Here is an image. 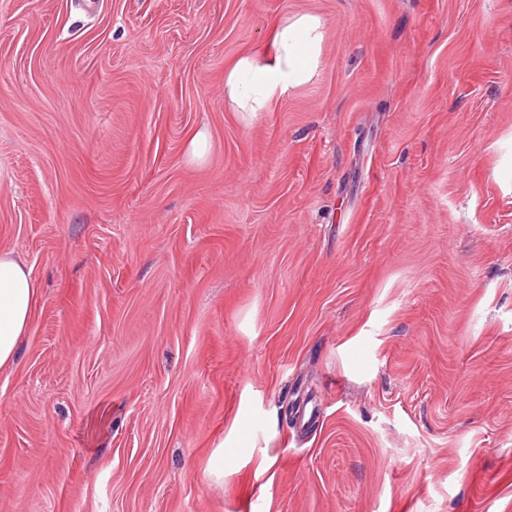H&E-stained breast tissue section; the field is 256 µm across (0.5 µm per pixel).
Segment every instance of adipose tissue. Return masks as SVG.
<instances>
[{"mask_svg": "<svg viewBox=\"0 0 512 512\" xmlns=\"http://www.w3.org/2000/svg\"><path fill=\"white\" fill-rule=\"evenodd\" d=\"M323 39V21L314 14L280 19L269 48L242 55L224 73V99L239 112H265L277 99L310 81ZM38 288L25 260L0 251V371L10 367Z\"/></svg>", "mask_w": 512, "mask_h": 512, "instance_id": "adipose-tissue-1", "label": "adipose tissue"}]
</instances>
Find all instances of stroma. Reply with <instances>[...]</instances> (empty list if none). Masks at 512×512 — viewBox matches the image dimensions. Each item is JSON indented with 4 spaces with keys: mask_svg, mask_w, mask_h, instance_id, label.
<instances>
[{
    "mask_svg": "<svg viewBox=\"0 0 512 512\" xmlns=\"http://www.w3.org/2000/svg\"><path fill=\"white\" fill-rule=\"evenodd\" d=\"M0 250V512H512V0H0ZM323 21L314 14L280 19L261 53H245L224 72V99L237 112H266L315 75ZM37 299L38 288L25 260L0 251V371L13 364Z\"/></svg>",
    "mask_w": 512,
    "mask_h": 512,
    "instance_id": "obj_1",
    "label": "stroma"
}]
</instances>
